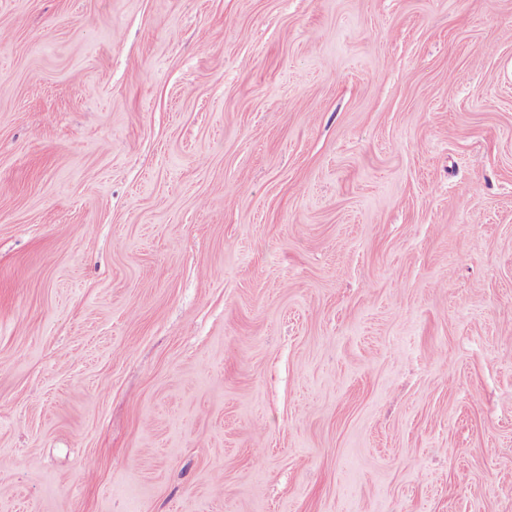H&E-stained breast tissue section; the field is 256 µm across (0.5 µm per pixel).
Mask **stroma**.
<instances>
[{
	"instance_id": "1",
	"label": "stroma",
	"mask_w": 512,
	"mask_h": 512,
	"mask_svg": "<svg viewBox=\"0 0 512 512\" xmlns=\"http://www.w3.org/2000/svg\"><path fill=\"white\" fill-rule=\"evenodd\" d=\"M0 31V512H512V0Z\"/></svg>"
}]
</instances>
